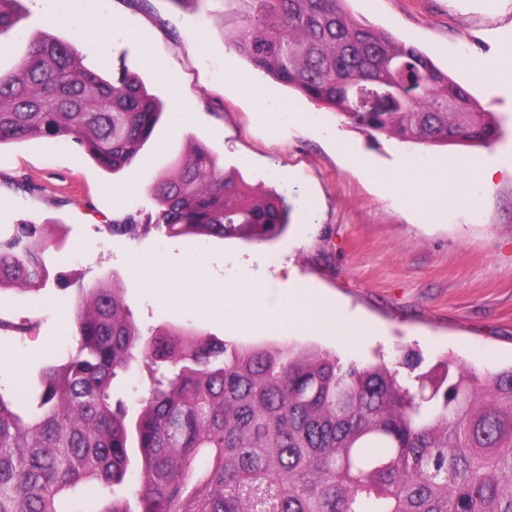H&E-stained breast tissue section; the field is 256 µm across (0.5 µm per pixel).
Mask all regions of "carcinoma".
I'll use <instances>...</instances> for the list:
<instances>
[{
  "label": "carcinoma",
  "instance_id": "obj_1",
  "mask_svg": "<svg viewBox=\"0 0 512 512\" xmlns=\"http://www.w3.org/2000/svg\"><path fill=\"white\" fill-rule=\"evenodd\" d=\"M18 0H0V33ZM229 46L263 78L369 135L426 147L493 146L500 118L418 47L356 18L348 0H221ZM162 104L140 76L83 64L79 40L32 38L0 74V145L73 144L105 171L132 163ZM153 212L112 233L270 241L289 224L195 140L149 189ZM55 243L41 224L0 228V291L39 289ZM75 347L37 386L0 387V512H512V365L452 359L413 387L383 362L283 355L144 336L114 278L84 289ZM147 383L130 412L117 383Z\"/></svg>",
  "mask_w": 512,
  "mask_h": 512
}]
</instances>
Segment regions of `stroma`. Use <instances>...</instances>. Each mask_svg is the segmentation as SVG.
I'll list each match as a JSON object with an SVG mask.
<instances>
[{
  "label": "stroma",
  "instance_id": "35a3bbf8",
  "mask_svg": "<svg viewBox=\"0 0 512 512\" xmlns=\"http://www.w3.org/2000/svg\"><path fill=\"white\" fill-rule=\"evenodd\" d=\"M372 25L415 44L502 121L505 135L489 148L425 147L368 135L306 98L268 83L249 93V64L224 42L216 0L178 6L172 0H74L119 19L109 50L84 41L85 66L112 75L138 73L165 102L166 113L135 161L111 175L77 149L55 140L0 146V225H46L63 245L51 257L53 277L38 292L0 293V317L31 324L30 333L0 331V386L33 382L39 369L73 347L74 311L83 288L110 277L124 288L141 331L174 325L240 347L321 349L341 360L385 362L401 378L452 358L491 371L512 365V178L491 189L460 179L455 163L478 170L512 166V71L503 55L512 45V0H349ZM51 0H22L18 29L0 34V70L15 66L28 40L45 29L70 39L76 20L49 26ZM500 61L477 76L460 55ZM288 99L292 119L270 127L256 94ZM205 142L252 186L286 198L306 224L274 240L112 234L125 214L153 208L148 186L183 154L191 139ZM434 159L448 179V204L433 210L431 186L410 190L394 171L403 160ZM36 192L18 188V181ZM161 258L183 274L239 271L260 256L270 293L280 266L294 269L318 302L338 304L360 324L350 335L321 330L284 334L241 332L179 296L154 297L129 274L130 255ZM413 366H406V359Z\"/></svg>",
  "mask_w": 512,
  "mask_h": 512
}]
</instances>
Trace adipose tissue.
<instances>
[{
  "mask_svg": "<svg viewBox=\"0 0 512 512\" xmlns=\"http://www.w3.org/2000/svg\"><path fill=\"white\" fill-rule=\"evenodd\" d=\"M221 312L225 323L244 331L272 332L291 325L303 329L329 328L345 335L349 326L339 323L335 313L316 306L308 291L301 288L293 272H285L277 305H270L263 280L253 274L229 279L224 284Z\"/></svg>",
  "mask_w": 512,
  "mask_h": 512,
  "instance_id": "obj_1",
  "label": "adipose tissue"
}]
</instances>
